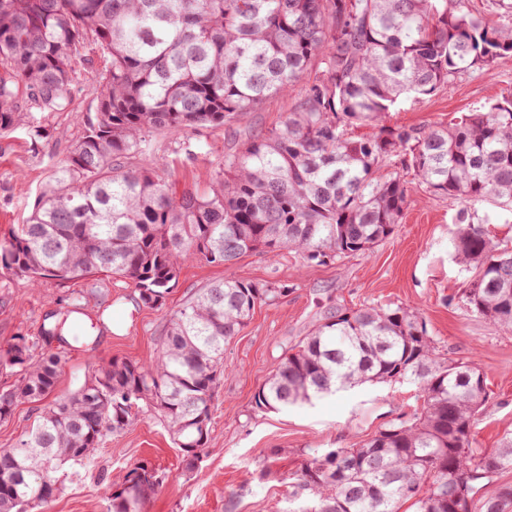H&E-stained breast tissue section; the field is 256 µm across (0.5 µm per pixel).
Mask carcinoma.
<instances>
[{
  "label": "carcinoma",
  "mask_w": 512,
  "mask_h": 512,
  "mask_svg": "<svg viewBox=\"0 0 512 512\" xmlns=\"http://www.w3.org/2000/svg\"><path fill=\"white\" fill-rule=\"evenodd\" d=\"M100 59L96 109L54 170L25 224L0 240V268L36 286L106 271L139 301L163 304L190 259L233 265L256 252L294 251L307 265L363 255L394 233L408 203L404 174L453 201L512 211V90L446 126L387 118L472 70L512 57V21L491 23L466 0H0V132L15 99L39 112L67 102L76 57ZM320 58L295 109L268 134L224 157L210 192L171 190L172 174L145 167L155 133L230 125L263 100L290 92ZM375 132L350 135L355 126ZM456 258L475 275L458 295L470 312L512 329V252L486 220L461 211ZM286 285L225 279L202 289L158 338L151 364L96 366L65 399H50L62 355L24 336L0 363V420L21 402L36 424L0 448V512H37L59 491L57 470L83 462L109 431L154 411L173 434L185 470L209 438L224 345L256 306ZM414 384L421 408L353 448L307 461L296 494L317 512H512V485L483 489L512 471V440L473 447L489 400L476 367L437 354L418 313L397 307L332 312L282 358L254 394L259 412L287 410L366 382ZM148 466L122 476L112 512H137L156 484ZM414 487L423 497L406 493Z\"/></svg>",
  "instance_id": "obj_1"
}]
</instances>
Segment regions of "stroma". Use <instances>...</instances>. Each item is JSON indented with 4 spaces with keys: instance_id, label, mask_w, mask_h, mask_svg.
Returning a JSON list of instances; mask_svg holds the SVG:
<instances>
[{
    "instance_id": "obj_1",
    "label": "stroma",
    "mask_w": 512,
    "mask_h": 512,
    "mask_svg": "<svg viewBox=\"0 0 512 512\" xmlns=\"http://www.w3.org/2000/svg\"><path fill=\"white\" fill-rule=\"evenodd\" d=\"M98 60L74 63L64 110L39 112L18 98L16 125L0 136V233L25 223L36 196L81 136L95 111ZM512 89V58L458 78L423 101L402 103L390 115L401 126L448 122L482 109ZM303 85L273 96L231 125L155 136L144 165L171 172L177 191H205L227 154L248 137L278 127L302 97ZM409 204L394 234L369 254L331 265H305L297 253L251 254L233 266L203 261L183 265L178 284L158 308L140 304L126 280L111 273L60 282L0 269V354L17 337L44 334L47 319L79 306L78 337L44 348L63 356L57 397L77 391L92 368L112 359L153 362L157 339L171 315L211 282L234 278L284 284L272 304L256 306L240 336L224 348V378L212 401L208 442L194 471L182 466L169 429L149 412L107 433L89 461L69 462L57 477L59 492L44 512H112L113 481L140 463L156 469L161 484L141 512H303L310 496L294 493L296 475L315 456L351 448L388 424L410 419L421 401L408 383H365L286 411L258 412L253 396L280 360L324 317L362 306L404 307L419 313L440 356L473 364L486 378L490 399L476 422L477 447L494 448L512 436V330L473 315L454 299L472 273L454 254L456 203L408 185ZM97 284L100 297L87 296Z\"/></svg>"
}]
</instances>
